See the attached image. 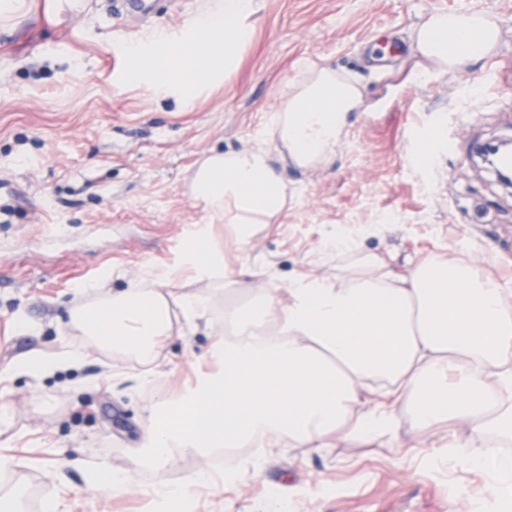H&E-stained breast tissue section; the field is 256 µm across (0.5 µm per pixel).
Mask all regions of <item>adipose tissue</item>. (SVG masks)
I'll use <instances>...</instances> for the list:
<instances>
[{
	"label": "adipose tissue",
	"mask_w": 512,
	"mask_h": 512,
	"mask_svg": "<svg viewBox=\"0 0 512 512\" xmlns=\"http://www.w3.org/2000/svg\"><path fill=\"white\" fill-rule=\"evenodd\" d=\"M253 6L254 0H207L184 31L128 43V82L153 85L179 102L193 99L235 69L239 51L252 41L242 19ZM498 35L485 15L443 13L430 16L413 40L423 56L452 72L488 55ZM360 105L359 88L322 67L294 87L268 133L297 165L308 166L332 153L347 114ZM192 192L243 244L254 225L270 223L288 200L264 150L211 155L196 169ZM226 276L224 251L202 224L148 283L72 309L70 324L98 347L150 363L175 319L197 325L214 300L210 293L174 291V283ZM210 357L213 369L198 371L182 396L151 412L140 450L148 463L253 440L322 448L337 432L349 442L392 437L403 408L424 429L466 420L477 432L512 439V404L489 389L512 388V289L463 261L433 255L406 277L299 279L284 306L268 289L236 313ZM373 381L388 382L384 400L357 409ZM437 456L466 458L490 473L497 491L512 490V457L497 444L457 443Z\"/></svg>",
	"instance_id": "adipose-tissue-1"
}]
</instances>
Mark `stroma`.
Listing matches in <instances>:
<instances>
[{
    "mask_svg": "<svg viewBox=\"0 0 512 512\" xmlns=\"http://www.w3.org/2000/svg\"><path fill=\"white\" fill-rule=\"evenodd\" d=\"M111 0H56L55 9L0 16V455L22 461L33 512H142L153 479L206 471L184 454L142 465L146 417L179 393L228 328L230 308L276 289L280 302L300 277L347 281L366 257L408 274L431 255L465 260L512 281V193L481 170L477 143L512 138V0H256L245 19L252 43L223 83L189 106L126 81L117 41L178 31L205 0H144L137 19L113 15ZM482 13L500 30L481 61L448 73L424 58L415 29L435 13ZM329 66L354 83L350 113L331 157L301 167L267 135L270 114L309 71ZM479 113L469 122V113ZM444 128L459 143L432 166L410 158L409 132ZM262 148L288 187L271 223L240 244L191 191L210 154ZM393 223H382L384 213ZM212 224L232 277L207 321L175 328L149 366L103 350L69 325L72 308L141 283L172 264L197 224ZM347 236L349 248L328 251ZM32 324L17 329L18 319ZM83 347L81 365L33 377L12 371L26 355ZM481 447L466 420L419 429L399 413L396 440L324 449L270 445L239 479L196 488L197 512H481L488 473L466 461L441 465L449 442ZM108 463L133 475L112 493L88 468Z\"/></svg>",
    "mask_w": 512,
    "mask_h": 512,
    "instance_id": "stroma-1",
    "label": "stroma"
}]
</instances>
